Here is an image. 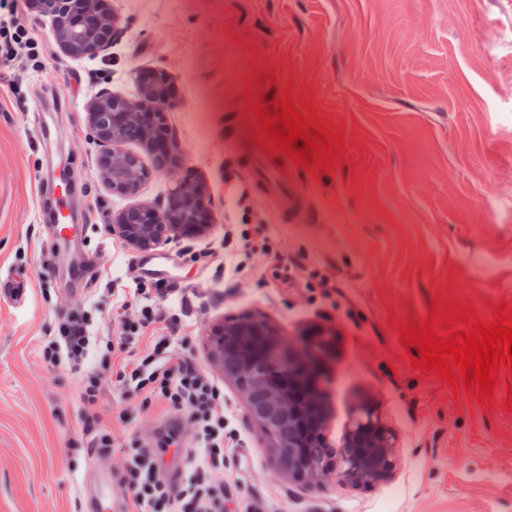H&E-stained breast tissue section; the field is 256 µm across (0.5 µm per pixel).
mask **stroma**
Masks as SVG:
<instances>
[{
    "label": "stroma",
    "instance_id": "35a3bbf8",
    "mask_svg": "<svg viewBox=\"0 0 512 512\" xmlns=\"http://www.w3.org/2000/svg\"><path fill=\"white\" fill-rule=\"evenodd\" d=\"M121 33L104 52L64 54L50 17L22 18L45 48L40 65L0 59V274L26 270L22 306L0 302V512H87L88 488L111 478L121 447L137 436L161 445L175 428L160 406L107 388L114 454L84 434L81 374L47 370L42 339L70 315L68 297L98 257L85 299L97 336L85 369L109 357L101 336L112 298L131 288L141 252L110 229L120 212L164 201L161 172L131 196L112 193L99 169L86 106L100 92L137 95L136 72L169 73L179 96L167 124L183 166L201 177L215 214L206 234L155 246L210 252L180 261L162 302L187 354L219 378L234 441L224 450L230 512H512V371L501 368L492 402L453 391L413 368L399 328L428 319L433 301L472 308L480 322L512 306V0H110ZM289 97L341 136L344 166L293 167L321 221L298 229L274 221L273 202L252 199L267 223L236 209L248 177L230 155L225 115L258 96ZM45 132L43 147L32 141ZM77 190L69 199L89 229L55 243L39 189L57 167ZM248 238L283 246L335 280L320 290L279 288L225 266L226 215ZM267 320L308 345L314 329L336 336L323 359L324 435L341 448L356 406L376 409L395 435L394 475L370 487L333 478L321 486L279 474L243 393L211 356L215 326L241 316Z\"/></svg>",
    "mask_w": 512,
    "mask_h": 512
}]
</instances>
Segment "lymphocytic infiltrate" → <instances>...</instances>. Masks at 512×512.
Wrapping results in <instances>:
<instances>
[{
    "mask_svg": "<svg viewBox=\"0 0 512 512\" xmlns=\"http://www.w3.org/2000/svg\"><path fill=\"white\" fill-rule=\"evenodd\" d=\"M23 52L37 54L19 20L17 0H0V58L12 60ZM163 292L161 284L140 279L132 295L119 302L125 317L112 339L116 364L109 376L83 369L91 345L84 318L62 324L58 335L43 343L41 359L53 369L66 365L83 371L85 432L99 454H109L112 448V433L98 406L106 383L123 395L144 397L182 417L204 448L203 460L175 486L162 475L164 449L144 447L138 440L123 449L124 464L116 480L135 512H224V485L214 478L224 468V396L217 382L185 355L186 337L163 326L156 306Z\"/></svg>",
    "mask_w": 512,
    "mask_h": 512,
    "instance_id": "f902f5d3",
    "label": "lymphocytic infiltrate"
}]
</instances>
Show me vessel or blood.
I'll list each match as a JSON object with an SVG mask.
<instances>
[{
  "label": "vessel or blood",
  "mask_w": 512,
  "mask_h": 512,
  "mask_svg": "<svg viewBox=\"0 0 512 512\" xmlns=\"http://www.w3.org/2000/svg\"><path fill=\"white\" fill-rule=\"evenodd\" d=\"M232 155L237 164L244 167L253 189L262 199L275 201L278 214L291 224L312 223L315 208L309 192L299 184L287 166L268 161L255 138L240 134L231 143ZM28 275L14 271L0 275V300L24 304L27 294Z\"/></svg>",
  "instance_id": "1"
}]
</instances>
